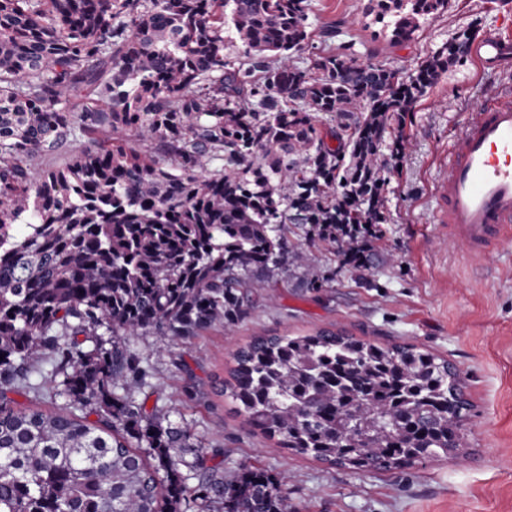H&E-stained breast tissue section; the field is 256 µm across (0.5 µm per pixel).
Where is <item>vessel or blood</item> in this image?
Segmentation results:
<instances>
[{"mask_svg": "<svg viewBox=\"0 0 512 512\" xmlns=\"http://www.w3.org/2000/svg\"><path fill=\"white\" fill-rule=\"evenodd\" d=\"M512 39H481L471 55L481 66L498 65ZM439 223L478 256L512 239V92L469 113L449 149L448 168L436 187Z\"/></svg>", "mask_w": 512, "mask_h": 512, "instance_id": "vessel-or-blood-1", "label": "vessel or blood"}]
</instances>
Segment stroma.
<instances>
[{"label":"stroma","mask_w":512,"mask_h":512,"mask_svg":"<svg viewBox=\"0 0 512 512\" xmlns=\"http://www.w3.org/2000/svg\"><path fill=\"white\" fill-rule=\"evenodd\" d=\"M369 0H310L308 30L314 51L383 62L413 73L458 34L474 40L512 34V0H448L413 41L397 45L368 12ZM512 84V66L481 67L472 57L449 65L413 104L405 146L387 175L384 222L361 246L376 270L363 281L344 255L312 245L302 233L290 247L306 264H290L283 287L254 276L256 305L233 332L215 325L181 342L168 336L132 338L152 367L147 411L193 421L206 447L224 450L223 465H261L288 476V512H512V241L471 259L436 222L435 183L448 147L467 114ZM329 278L307 291V271ZM344 330L380 344L410 343L453 365L469 402L464 448L402 470L356 471L295 456L251 432L221 392L236 350L262 334ZM194 397H187L186 388Z\"/></svg>","instance_id":"stroma-1"}]
</instances>
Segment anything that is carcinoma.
I'll list each match as a JSON object with an SVG mask.
<instances>
[{
	"label": "carcinoma",
	"instance_id": "obj_1",
	"mask_svg": "<svg viewBox=\"0 0 512 512\" xmlns=\"http://www.w3.org/2000/svg\"><path fill=\"white\" fill-rule=\"evenodd\" d=\"M371 2L397 44L448 8ZM308 11L309 0H0V512H181L185 500L288 512L285 477L226 471L191 423L146 411L150 365L129 339L237 325L254 272L288 264L296 226L333 251L350 244L362 279L373 274L357 242L384 221V148L404 147L388 130L466 57L470 35L407 77L336 55L315 56L312 76L285 63L308 46ZM228 22L238 66L224 55ZM320 114L341 122L322 129ZM79 138L89 148L64 167L35 171ZM100 328L109 342L78 340ZM229 376L235 412L295 455L391 471L464 447L455 369L411 344L256 336Z\"/></svg>",
	"mask_w": 512,
	"mask_h": 512
}]
</instances>
